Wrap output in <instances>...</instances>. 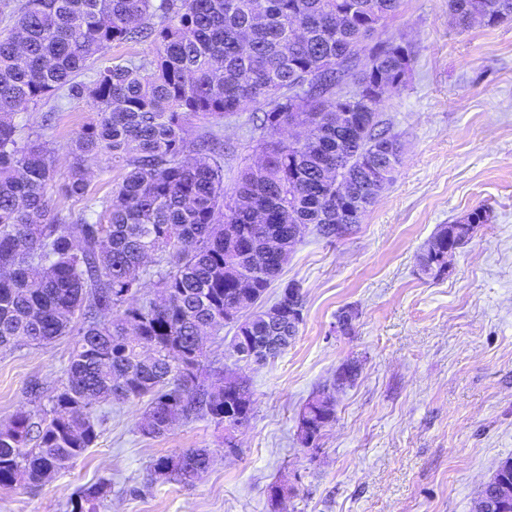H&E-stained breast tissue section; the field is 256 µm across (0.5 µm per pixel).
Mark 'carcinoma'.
Masks as SVG:
<instances>
[{"instance_id":"carcinoma-1","label":"carcinoma","mask_w":512,"mask_h":512,"mask_svg":"<svg viewBox=\"0 0 512 512\" xmlns=\"http://www.w3.org/2000/svg\"><path fill=\"white\" fill-rule=\"evenodd\" d=\"M403 0H26L11 32L0 36V353L19 343L44 345L76 336L64 381L42 413L20 410L0 423V488L38 484L65 469L98 438L93 407L146 401L143 434L161 437L169 416L208 418L229 431L250 421L247 383L224 389V369L200 380L205 354L195 336L235 323L241 336H274L257 307L281 277L268 243L291 251L303 234L336 236V152L368 210L395 178L403 144L379 119L382 100L354 103L353 89L395 80L401 59L378 30ZM459 24L481 10L485 24L512 19V0H448ZM303 35L294 38L297 29ZM149 43L143 57H112L114 45ZM93 71L88 82L77 80ZM51 99L83 102L95 117L68 146L67 172L41 136L22 135L18 112ZM260 163L224 187V139L215 130L249 108ZM352 124L336 128V113ZM295 117L317 125L316 140L282 138ZM203 132L188 138L193 122ZM123 171L109 195L89 194L86 162ZM83 202L63 210L53 187ZM435 251L417 257L432 279L448 271V244L466 235L438 231ZM153 284L162 309L142 297ZM360 367L343 365L340 385ZM336 417L320 392L302 408L317 441ZM186 463L152 471L193 483L208 473L212 452L190 448ZM512 481V459L481 491ZM107 485L70 500V512H97Z\"/></svg>"}]
</instances>
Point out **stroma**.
I'll return each instance as SVG.
<instances>
[{
    "label": "stroma",
    "instance_id": "35a3bbf8",
    "mask_svg": "<svg viewBox=\"0 0 512 512\" xmlns=\"http://www.w3.org/2000/svg\"><path fill=\"white\" fill-rule=\"evenodd\" d=\"M387 31L415 52L406 86L379 108L405 147L393 183L350 233H311L290 253L282 279L300 285L305 307L279 357L236 361L229 325L206 343L209 359L237 369L252 391L236 452L225 453V432L210 420H182L152 438L140 430L143 404L102 406L95 445L38 485L0 490V512H67L78 488L104 479L112 488L98 512H473L512 457V21L463 30L448 0H404ZM43 112L31 107L18 120L44 132L65 169L70 138L94 113L59 103L44 131ZM221 133L230 187L256 159L247 116ZM478 206L488 221L447 274L422 275L425 244ZM347 306L358 317L340 335ZM72 346L66 336L0 353V422L30 409V382L53 395ZM350 360L360 364L356 382L335 387ZM326 386L336 419L316 447H303L300 410ZM189 448L214 455L201 480L151 476L153 460ZM275 483L288 495L274 509Z\"/></svg>",
    "mask_w": 512,
    "mask_h": 512
}]
</instances>
